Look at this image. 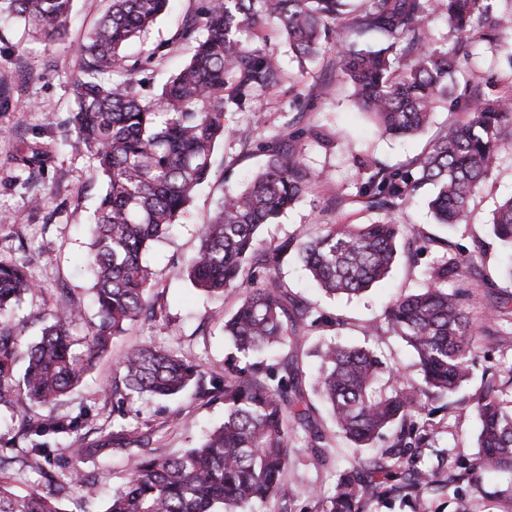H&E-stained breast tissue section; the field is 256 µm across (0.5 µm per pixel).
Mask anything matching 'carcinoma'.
I'll list each match as a JSON object with an SVG mask.
<instances>
[{"label":"carcinoma","mask_w":512,"mask_h":512,"mask_svg":"<svg viewBox=\"0 0 512 512\" xmlns=\"http://www.w3.org/2000/svg\"><path fill=\"white\" fill-rule=\"evenodd\" d=\"M73 0H0V16L24 25L31 36H63ZM499 0H207L202 13L206 34L193 54L155 99H146L134 82L113 84L104 74L125 67L124 45L144 32L168 7L169 0H112V11L89 41L76 47L77 111L72 117L77 144L96 160L104 193L91 228L84 263L92 280L100 320L78 339L73 330L81 313L59 306L39 337L23 346L25 325L9 313L37 290L24 260L0 261V411L18 418L25 453L50 459L52 450L35 438L77 430V423L52 413L29 415L32 406L50 408L77 386L110 339L126 331L151 309L148 293L153 272L142 255L184 213L197 188L211 172L218 140L231 135L224 111L258 102L284 80L277 56L260 45L273 23L298 61L315 56L334 31L352 41L338 52L337 67L352 88L358 108L372 116L382 133L404 137L422 133L434 104L452 94L459 71L457 55L427 47L421 32L427 18L440 13L448 25L469 37L487 24L512 28V14L497 13ZM380 36L402 48H356L360 40ZM474 93L471 119L435 139L412 169H384L368 160L370 175L362 195L369 207L390 210L429 184L428 208L439 224L465 220L468 204L500 158L512 152V90L494 98L484 88ZM51 149L27 147L23 168L41 169ZM313 180L295 150L269 146L265 167L243 191L218 204L202 225L200 245L185 275L208 294L241 292L234 312L224 318V335L244 358L281 345L325 320L311 304L292 296L270 271L290 251L302 259L312 279L327 295L357 296L385 279L399 255L401 225L328 226L306 239L265 245L261 227L292 208ZM492 235L506 252L504 274L512 285V197L494 210ZM264 277H259V274ZM472 261L456 253L442 257L430 283L396 298L386 308L387 332L400 338L417 357L419 378L376 391L388 366L367 347L337 343L318 351L314 390L335 425L356 448H366L381 431L395 427V450L381 458L358 459L343 468L327 495L314 494L316 512H365L368 502L393 493L413 498L434 483V473L419 466L414 448L435 447L426 416L429 402L454 394L469 378L475 331L466 299ZM455 284L450 291L444 288ZM200 367L153 347L128 351L116 364L112 412L135 395L180 394L190 386L202 392ZM224 396V423L201 443L174 457L150 451L132 457L124 488L113 494L106 512H253L270 500L288 504L287 480L292 434L303 432L306 447L326 455L322 432L307 400L298 365L283 358L267 368L246 365L224 370L212 385ZM502 387L488 383L474 410L479 421L477 468L505 474L512 498V400ZM73 481L82 479L84 458L100 453L74 443ZM0 512H60L55 499L19 495L0 477Z\"/></svg>","instance_id":"cac0c4a2"}]
</instances>
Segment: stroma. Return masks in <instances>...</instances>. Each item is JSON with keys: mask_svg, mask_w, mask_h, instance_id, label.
Instances as JSON below:
<instances>
[{"mask_svg": "<svg viewBox=\"0 0 512 512\" xmlns=\"http://www.w3.org/2000/svg\"><path fill=\"white\" fill-rule=\"evenodd\" d=\"M112 0H74L67 35L59 40L28 36L17 24L0 22V260L26 259L37 292L25 297L17 314L31 324L37 335L40 320L56 307L70 305L82 310L86 322H96L91 284L82 273L89 237L86 226L103 193L101 179L93 174L94 160L75 143L71 118L76 110L74 48L86 41ZM205 0H171L166 13L125 50L130 63L148 61L142 95L154 97L183 67L193 50L184 38V25L201 13ZM425 31L430 47L459 53L458 84L479 82L493 74L512 80V29L496 30L493 41L472 39L459 44L445 16L428 18ZM268 48L279 55L286 77L265 99L227 112L232 134L218 141L212 157V176L190 203L173 230L148 249L145 261L155 275L150 299L157 315L138 321L122 335L113 337L82 382L53 407L63 421L79 423L76 433L50 434L45 438L55 458L49 474H42L24 454L25 443L17 436L18 422L0 413V456L11 464L5 474L20 495L36 492L57 498L62 512H105L113 493L124 487L127 453L103 449L112 424V378L119 357L128 349L150 346L166 349L193 361L207 378H222L234 349L224 336V317L240 300L238 292L212 296L194 288L177 271L199 245L203 224L209 223L226 192L242 189L265 163L271 141L294 148L315 180L302 199L287 213L262 226L265 244H277L296 236L312 235L324 224H370L384 217L368 208L359 194L367 177L364 159L372 157L386 168L409 165L426 145L453 123L468 120L466 102L439 100L428 128L421 134L391 137L383 134L353 104L352 89L336 69V47L319 59L302 64L275 32L267 34ZM50 146L45 168L32 174L15 160L24 146ZM430 187L421 188L408 203L393 210L403 227L400 255L388 278L369 291L352 297H329L320 292L309 273L294 256H287L275 275L297 299L312 303L326 316L324 325L304 336L259 354L262 364L280 357L295 360L305 379H312L319 364V345L338 341L368 346L377 351L399 379L417 378L416 359L398 338L384 330V312L396 296L421 287L445 248L472 258L474 288L468 301L478 335L477 364L468 383L458 392L455 404L431 415L438 432L437 447L421 451L422 460L436 473L433 485L419 498L424 512H512V500L499 496L508 479L497 473L474 472L459 491L448 487V476L459 462H472L477 453L478 421L468 401L478 394L489 372L512 365V323L498 320L499 311L512 316V304L501 307L504 283L500 268L504 256L488 231L492 211L512 196V155L502 159L477 189L469 205L466 223L444 228L435 223L428 208ZM43 207H35L36 198ZM433 237L434 245L417 250L418 236ZM123 426L148 433L155 454L171 456L196 446L202 434L224 421V400L199 397L194 391L168 399H133L124 406ZM323 433L331 446L326 460H318L302 439L290 449L287 477L294 489L292 512H314L313 491L328 490L337 469L355 454L337 437L328 417H321ZM96 448L81 469L83 479L72 483L64 466L65 449L74 437ZM436 447V448H437Z\"/></svg>", "mask_w": 512, "mask_h": 512, "instance_id": "stroma-1", "label": "stroma"}]
</instances>
